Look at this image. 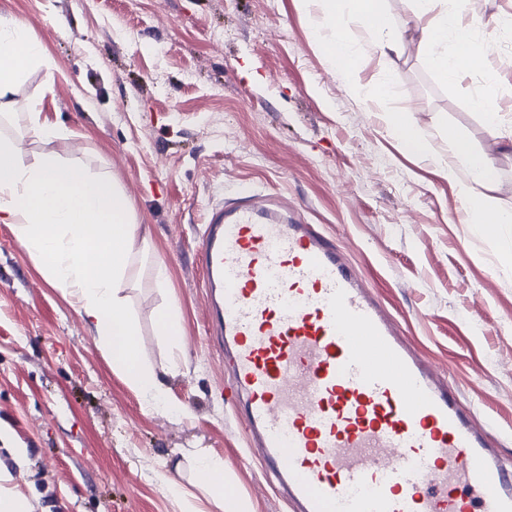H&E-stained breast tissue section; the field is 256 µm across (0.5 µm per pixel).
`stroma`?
<instances>
[{"label":"stroma","instance_id":"obj_1","mask_svg":"<svg viewBox=\"0 0 512 512\" xmlns=\"http://www.w3.org/2000/svg\"><path fill=\"white\" fill-rule=\"evenodd\" d=\"M383 5L403 51L388 64L362 58L348 86L314 33L316 9L300 0H0V17L27 27L47 59L23 73L0 133L24 132L28 104L40 99L42 122L69 139L29 137L27 152L110 176L148 230L151 256L136 262L127 295L143 364L167 403L146 406L0 224V478L34 512H220L199 487L197 448L223 460L225 489L245 512H290L248 451L231 372L205 334L195 264L208 209L244 187L282 195L335 236L512 463V265L502 259L512 224L465 223L456 186L388 136L385 122L411 111L442 155L438 129L456 128L495 158L493 194L506 209L512 148L470 107L481 75L441 82L416 52L406 0ZM509 14L512 0H468L476 39L501 75L500 112L512 119V66L498 61L512 51ZM384 74L385 98L366 100L364 87ZM171 302L179 333L166 336L157 316Z\"/></svg>","mask_w":512,"mask_h":512}]
</instances>
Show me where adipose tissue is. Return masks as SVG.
I'll list each match as a JSON object with an SVG mask.
<instances>
[{"mask_svg": "<svg viewBox=\"0 0 512 512\" xmlns=\"http://www.w3.org/2000/svg\"><path fill=\"white\" fill-rule=\"evenodd\" d=\"M321 39L327 56L344 83H352L363 55L349 28L357 23L384 58L399 55L403 39L381 0H316ZM417 22V53L445 83L466 71H479L481 92L472 100L488 118L497 141L512 144V126L503 124L496 107L499 72L476 54L473 23L463 21L462 0H410ZM44 60L40 42L31 33L0 19V112L12 109L23 71ZM451 157L438 172L454 183L470 224H511L512 212L498 207L491 194L495 160L475 152L470 142L449 132ZM0 223L9 225L32 254L46 279L64 295L75 298L83 319L112 354V364L129 373L146 401L155 400L159 380L128 352L137 330L127 310L133 262L146 254L148 235L136 224L127 198L111 178L94 175L60 156L43 154L25 159L19 138L0 134ZM206 494L223 503L224 512H243L240 501L224 494V463L204 452L195 455Z\"/></svg>", "mask_w": 512, "mask_h": 512, "instance_id": "ef3b65f1", "label": "adipose tissue"}]
</instances>
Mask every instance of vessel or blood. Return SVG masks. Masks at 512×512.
<instances>
[{"label": "vessel or blood", "instance_id": "vessel-or-blood-1", "mask_svg": "<svg viewBox=\"0 0 512 512\" xmlns=\"http://www.w3.org/2000/svg\"><path fill=\"white\" fill-rule=\"evenodd\" d=\"M207 331L293 512H512V466L335 240L250 189L206 215Z\"/></svg>", "mask_w": 512, "mask_h": 512}]
</instances>
